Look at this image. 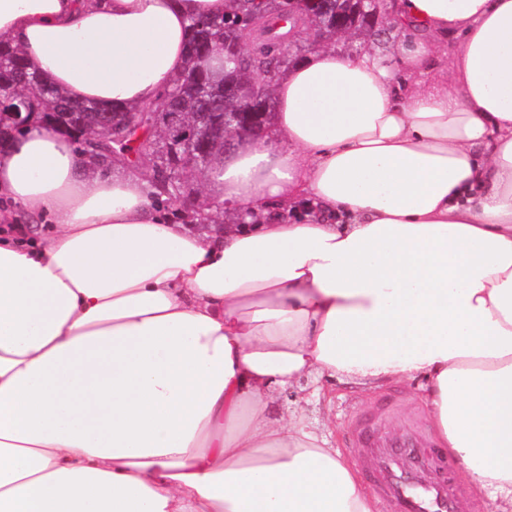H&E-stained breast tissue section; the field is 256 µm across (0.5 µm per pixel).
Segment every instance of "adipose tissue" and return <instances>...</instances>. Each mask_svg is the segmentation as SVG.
<instances>
[{
    "instance_id": "obj_1",
    "label": "adipose tissue",
    "mask_w": 512,
    "mask_h": 512,
    "mask_svg": "<svg viewBox=\"0 0 512 512\" xmlns=\"http://www.w3.org/2000/svg\"><path fill=\"white\" fill-rule=\"evenodd\" d=\"M405 37L313 52L274 132L214 167L257 224L194 234L143 171L39 122L0 143V512H374L299 398L426 380L473 489L512 512V0H393ZM224 0H0V42L128 109ZM452 80L431 84L439 44Z\"/></svg>"
}]
</instances>
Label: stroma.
Returning <instances> with one entry per match:
<instances>
[{"label": "stroma", "mask_w": 512, "mask_h": 512, "mask_svg": "<svg viewBox=\"0 0 512 512\" xmlns=\"http://www.w3.org/2000/svg\"><path fill=\"white\" fill-rule=\"evenodd\" d=\"M185 190L189 201H171L167 208L174 223L193 233L201 227L191 216V205L211 202L208 182L197 175L188 178ZM423 379L399 382L369 389L347 381L329 378H307L305 391L322 387L326 398L306 405L308 419L329 436L345 455L356 456L352 427L360 416H368L376 432L386 440L409 437L421 442L434 439L428 411L423 402Z\"/></svg>", "instance_id": "stroma-1"}]
</instances>
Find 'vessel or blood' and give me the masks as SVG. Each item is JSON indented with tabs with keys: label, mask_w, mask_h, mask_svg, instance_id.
Segmentation results:
<instances>
[{
	"label": "vessel or blood",
	"mask_w": 512,
	"mask_h": 512,
	"mask_svg": "<svg viewBox=\"0 0 512 512\" xmlns=\"http://www.w3.org/2000/svg\"><path fill=\"white\" fill-rule=\"evenodd\" d=\"M357 443L368 455L363 460V479L377 497L381 512H457V496L452 486L459 463L447 449L425 452L410 440L379 445L371 425L355 426ZM434 457L447 473L446 480L425 482L420 470L426 457Z\"/></svg>",
	"instance_id": "obj_1"
}]
</instances>
